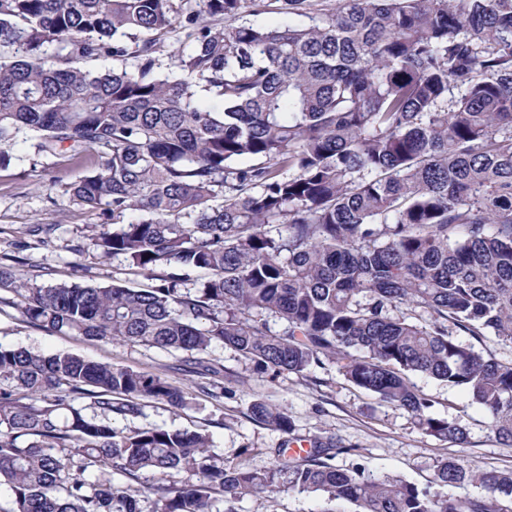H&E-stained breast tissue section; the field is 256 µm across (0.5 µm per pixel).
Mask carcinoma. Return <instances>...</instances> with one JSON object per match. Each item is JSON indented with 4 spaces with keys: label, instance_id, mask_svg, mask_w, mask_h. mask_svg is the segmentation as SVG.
<instances>
[{
    "label": "carcinoma",
    "instance_id": "1",
    "mask_svg": "<svg viewBox=\"0 0 512 512\" xmlns=\"http://www.w3.org/2000/svg\"><path fill=\"white\" fill-rule=\"evenodd\" d=\"M183 2L0 0V146L33 132L38 156L90 159L62 195L120 225L90 236L101 257L154 281L38 286L0 266V286L49 332L192 355L219 342L276 374L338 359L425 434L464 442L429 413L409 381L421 374L470 394L512 446V361L454 337L512 344V0H277L276 25L248 20L266 0ZM177 27L172 78L158 53ZM101 57L116 65L88 67ZM191 270L205 278L188 288ZM142 401L188 404L157 374L0 346L10 512H140L113 475L174 471L191 479L157 486L154 512H236L291 491L356 512H503L512 499V471L444 458L420 487L337 467L347 449L332 441L300 462L226 464L202 432L112 426ZM252 414L289 428L263 402ZM467 483L485 495L447 492Z\"/></svg>",
    "mask_w": 512,
    "mask_h": 512
}]
</instances>
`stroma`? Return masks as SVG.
<instances>
[{"instance_id":"1","label":"stroma","mask_w":512,"mask_h":512,"mask_svg":"<svg viewBox=\"0 0 512 512\" xmlns=\"http://www.w3.org/2000/svg\"><path fill=\"white\" fill-rule=\"evenodd\" d=\"M14 161L0 169V265L25 274L39 285L78 282L144 288L148 278L120 257L102 258L86 247L98 216L50 190L51 181H74L83 164L34 155L29 143L8 148ZM0 345L53 354L71 352L116 367L159 374L188 392L186 407L160 401L141 403L135 416L116 415L113 426L130 432L143 428L198 430L208 434L211 451L227 461L247 454L252 466L265 467L277 449L290 444L335 440L345 451L337 466L363 465L377 474L398 475L425 487L441 458L463 459L479 471L512 470V446L502 444L489 417L463 390L420 374L410 381L432 402L430 412L455 421L467 441L455 444L423 433L412 415L361 389L335 363L304 373L274 376L238 352L215 345L191 363L187 353L122 341L46 332L28 322L16 295L0 287ZM263 402L284 411L288 431L266 426L251 414ZM237 512H354L348 502H331L316 493L248 497Z\"/></svg>"}]
</instances>
